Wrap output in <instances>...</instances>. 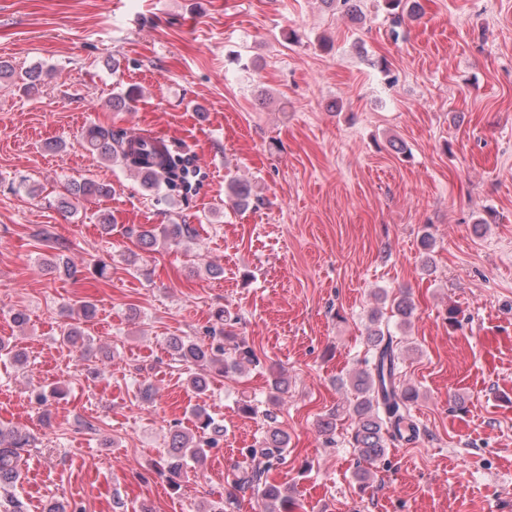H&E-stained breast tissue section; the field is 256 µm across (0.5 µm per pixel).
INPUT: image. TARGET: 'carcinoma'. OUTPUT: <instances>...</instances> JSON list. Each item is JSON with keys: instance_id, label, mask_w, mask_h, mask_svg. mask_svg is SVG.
Instances as JSON below:
<instances>
[{"instance_id": "cac0c4a2", "label": "carcinoma", "mask_w": 512, "mask_h": 512, "mask_svg": "<svg viewBox=\"0 0 512 512\" xmlns=\"http://www.w3.org/2000/svg\"><path fill=\"white\" fill-rule=\"evenodd\" d=\"M386 9L400 10L394 22L400 23L401 13L416 12L417 0H385ZM84 144H90L105 160H117L134 176L141 186L152 192L166 185L169 189L179 187L184 192L192 189L196 170L180 155L166 147L153 146L145 141H134L127 132L110 127L97 126L88 129L83 137ZM228 197L238 207L249 205L251 191L247 184L232 180L227 184ZM112 187L92 181L73 182L67 188V195L60 200L63 209L73 208V201L88 197H107ZM139 243L145 247L156 245L158 237L178 247L182 241L192 237L194 229L189 224H166L160 228L153 225H139L129 229ZM380 299L389 301L392 316L399 324H409L414 314V305L405 294L388 297L380 293ZM371 356L364 359V366L354 370L346 382L352 396L348 412L355 419L350 443L357 449L364 466L356 471L362 484H368L372 476L371 467L382 462L390 441H411L419 433L418 424L411 415V406L419 397V390L410 384L398 382L399 356L389 323L383 321V313L373 311L369 317L366 337ZM168 348L180 361L194 366L187 378V387L195 393L208 390L211 374L239 371L248 364L258 363V358L249 347L234 345V355H227L222 343L206 344L188 337L170 338ZM288 393V377L275 375L272 378L269 401L277 405L282 395ZM194 416L202 434L197 436L180 429L171 431V451L168 453L166 470L173 488H180L178 478L189 460H201L207 449L218 444V437L224 429L215 422L205 409L197 407ZM269 428L259 442V447L246 449L252 464L243 468L236 479L240 490H251L261 496L264 512H280L278 504H288V492L268 482L269 472L285 459L288 448V433L277 424L274 412L267 411ZM27 436L15 430L0 428V489L4 491L0 500V512H23V504L9 489L16 486L20 478L23 453L29 446Z\"/></svg>"}]
</instances>
